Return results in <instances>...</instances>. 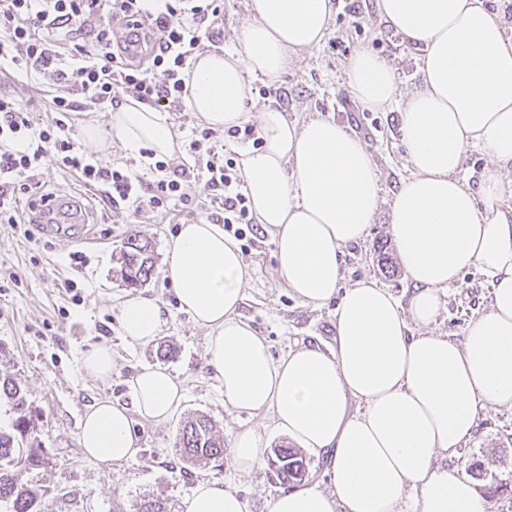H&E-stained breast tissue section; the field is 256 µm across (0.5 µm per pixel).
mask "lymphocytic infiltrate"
I'll return each instance as SVG.
<instances>
[{
	"label": "lymphocytic infiltrate",
	"instance_id": "obj_1",
	"mask_svg": "<svg viewBox=\"0 0 512 512\" xmlns=\"http://www.w3.org/2000/svg\"><path fill=\"white\" fill-rule=\"evenodd\" d=\"M224 0H0V73L16 69L48 77L55 93L50 118L38 124L27 108L0 93V224L17 228L19 206L35 195L46 158L99 191L103 201L146 217L177 208L223 225L236 238L259 229L226 138L250 139L253 126L226 133L195 130L186 158L149 163L152 179L133 166L105 161L75 138L72 115L106 111L134 100L151 108L183 110L186 73L197 53L214 43ZM71 38L63 63L58 36ZM160 71L153 80L150 70Z\"/></svg>",
	"mask_w": 512,
	"mask_h": 512
}]
</instances>
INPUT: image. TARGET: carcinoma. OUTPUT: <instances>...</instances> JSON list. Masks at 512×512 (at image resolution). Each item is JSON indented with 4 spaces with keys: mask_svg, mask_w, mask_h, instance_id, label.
I'll list each match as a JSON object with an SVG mask.
<instances>
[{
    "mask_svg": "<svg viewBox=\"0 0 512 512\" xmlns=\"http://www.w3.org/2000/svg\"><path fill=\"white\" fill-rule=\"evenodd\" d=\"M117 275L130 287H138L154 273V261L149 243L132 234L120 249ZM12 405L16 418L9 430L0 429V503L9 504L10 512H42L43 491L37 484L20 485L12 469L24 464L32 469L46 465V449L36 445L37 425L26 406L24 389L9 375H0V400ZM176 453L191 463L207 462L224 456V438L214 422L205 415L182 424L174 443ZM283 458L275 466L282 482L296 484L303 480L306 463L296 448L281 450Z\"/></svg>",
    "mask_w": 512,
    "mask_h": 512,
    "instance_id": "cac0c4a2",
    "label": "carcinoma"
}]
</instances>
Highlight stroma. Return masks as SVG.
<instances>
[{"instance_id":"1","label":"stroma","mask_w":512,"mask_h":512,"mask_svg":"<svg viewBox=\"0 0 512 512\" xmlns=\"http://www.w3.org/2000/svg\"><path fill=\"white\" fill-rule=\"evenodd\" d=\"M330 32L309 51L294 54L280 78L248 83L250 112L279 107L288 121L321 115L349 127L363 138L379 175L384 198L364 242L350 247L344 264L345 283L369 276L399 301H407L410 283L403 268L386 273L382 247L391 246L389 200L402 180L411 174L401 144L399 110L391 105L370 110L352 99L346 87V68L355 53L367 49L385 57L394 67L402 89H414L420 80L417 53L399 35L387 29L374 13L370 0H359L356 15L345 10L344 0H332ZM270 89V97L259 94ZM39 180L43 193L67 196L91 214L82 240L73 234L44 233L39 225L0 228V373L21 381L27 404L38 427V442L46 448L47 470L17 472L19 482L41 483L45 512H136L144 498H160L169 512L201 478L234 483L250 499L252 512H267V502L284 486L270 467L253 478L237 477L224 459L195 466L173 450L182 421L206 415L216 424L225 444L253 420L224 408V395L210 380L204 359V333L180 311L176 297L160 274H153L140 293L157 297L164 305L168 324L163 338L175 347L173 357L161 360L155 346L127 347L120 335V304L130 289L116 279L115 254L130 234L147 238L157 261H164L167 243L187 213L173 212L145 222L135 221L127 210L100 201L94 189L81 186L77 177L53 160H46ZM274 245L261 238L244 250L249 281L244 288L241 313L280 355L297 340L322 339L334 334V305L311 309L301 304L278 281ZM83 252L86 262L74 267L70 257ZM490 286L477 268H470L448 290L437 329L462 339L470 320L487 309ZM111 344L118 355L108 383L82 373L79 360L89 345ZM163 364L187 381L183 409L165 426L140 429L141 449L134 459L110 470L100 469L78 442L79 423L96 399L109 397L130 402L129 380L141 367ZM466 463L481 464L486 476L512 473V410L485 409L478 428L462 451Z\"/></svg>"}]
</instances>
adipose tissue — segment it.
<instances>
[{"mask_svg":"<svg viewBox=\"0 0 512 512\" xmlns=\"http://www.w3.org/2000/svg\"><path fill=\"white\" fill-rule=\"evenodd\" d=\"M233 53L198 56L186 84L191 112L224 131L256 119L260 147L239 154L258 224L275 243L278 278L304 305L335 304L329 348L306 342L273 356L239 308L248 270L222 225H180L161 270L180 308L205 332L204 357L224 406L261 418L237 432L234 471L252 475L266 432L325 461L327 488L280 492L268 512H487L461 459L487 407L512 409V34L484 0H373L385 26L421 50L422 84L403 91L388 62L357 50L347 70L364 107L395 104L412 173L390 206L389 233L412 290L407 304L373 279L343 285L348 247L363 242L381 203L379 177L360 139L336 121H288L246 109L247 76L279 78L291 54L329 33L332 0H251ZM105 124L123 149L170 158L181 147L167 115L136 101ZM491 159L477 186L461 176L469 148ZM478 268L490 305L463 341L437 333L445 289ZM128 344L148 346L167 324L161 304L131 295L120 309ZM130 403L94 401L79 427L104 468L134 458L138 426L166 425L186 397L166 368H141ZM180 512H251L224 481L199 479Z\"/></svg>","mask_w":512,"mask_h":512,"instance_id":"1","label":"adipose tissue"}]
</instances>
